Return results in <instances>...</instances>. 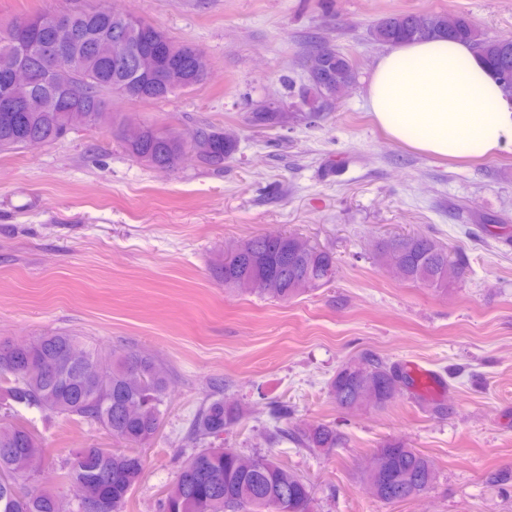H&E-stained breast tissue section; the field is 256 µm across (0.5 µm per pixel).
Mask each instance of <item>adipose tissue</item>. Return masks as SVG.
<instances>
[{"label": "adipose tissue", "instance_id": "adipose-tissue-1", "mask_svg": "<svg viewBox=\"0 0 512 512\" xmlns=\"http://www.w3.org/2000/svg\"><path fill=\"white\" fill-rule=\"evenodd\" d=\"M367 101L393 140L421 152L459 159L512 150V96L469 43L438 38L385 51Z\"/></svg>", "mask_w": 512, "mask_h": 512}]
</instances>
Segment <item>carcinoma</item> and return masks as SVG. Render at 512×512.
I'll list each match as a JSON object with an SVG mask.
<instances>
[{"mask_svg": "<svg viewBox=\"0 0 512 512\" xmlns=\"http://www.w3.org/2000/svg\"><path fill=\"white\" fill-rule=\"evenodd\" d=\"M72 29L82 41L72 42L44 25L42 16L19 18L14 32H0V71L14 62L11 41L22 32L29 48L25 55L28 83L16 91L0 88V99L8 96L15 111L0 112V152L27 149L33 137L50 143L79 125L101 122L106 116L100 104L106 95L118 93L130 100L157 101L194 87L203 80L196 58L180 44L176 51L160 56L158 72L178 71L181 82L169 87L160 80L143 79L131 68V54L153 48L166 37L151 24L128 28L119 13L110 9L65 13ZM379 42L398 45L441 36L463 40L475 46L492 75L512 90V36L486 38L464 13L449 18L439 13L405 12L383 18L375 28ZM313 62L320 65V82L313 83L314 98L306 101L309 117H314L315 99L328 88L355 78L350 59L334 48L319 46ZM75 64V85L84 98L81 112H63L54 105L41 112L25 111L32 97L47 93L49 72ZM279 110L260 108L252 113L256 126L282 123ZM193 139L208 144L198 157L200 165L221 170L237 150V141L212 127L196 130ZM126 150L154 167L163 164L173 170L184 150V141L170 131L144 126L139 139L124 141ZM402 245L397 257L401 277L428 287H444L462 280L469 269V258L462 249H449L430 236H398L378 248L377 259L384 263L388 247ZM215 277L224 287L240 289L246 282L252 291L275 300L286 301L312 288L328 283L336 272L332 254L308 240L290 234L269 241L254 236L242 243L240 253L226 261L219 256L212 264ZM77 346L91 359L109 363L110 376L92 389L81 376L61 383L52 376L58 356ZM367 371L358 376L343 367L330 382L336 403L352 410L364 406V393L373 388L380 394L379 405L393 402L410 383L401 372L398 387H393L396 365L377 358H365ZM11 376L5 397L19 406L68 416H78L108 430L128 443L141 444L157 433L165 405L167 370L158 360L132 350L103 352L81 337L60 332L33 340L29 349L15 348L0 340V377ZM241 418L240 408L224 398L210 400L193 419L190 434L196 441L221 440L224 432ZM301 448H335L341 434L333 425L319 424L290 433ZM44 451L37 435L26 422L0 426V512H65L64 504L47 492H36L26 483L31 460ZM393 470L388 481L373 485L363 474L369 493L383 503H396L426 493L437 479L431 461L399 440L377 449ZM143 471L142 459L134 454L109 448H74L62 479H81L87 501L103 512H121ZM310 488L288 466L269 455L241 454L235 448L209 446L193 454L184 464L176 487L162 500L161 512H308Z\"/></svg>", "mask_w": 512, "mask_h": 512, "instance_id": "1", "label": "carcinoma"}]
</instances>
